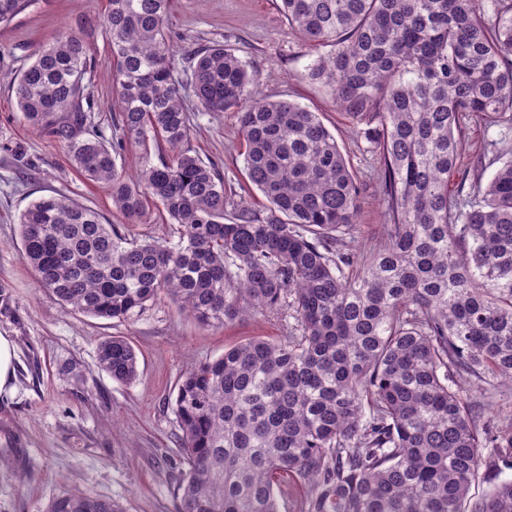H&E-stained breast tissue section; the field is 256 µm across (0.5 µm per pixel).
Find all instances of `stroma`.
<instances>
[{"label":"stroma","mask_w":512,"mask_h":512,"mask_svg":"<svg viewBox=\"0 0 512 512\" xmlns=\"http://www.w3.org/2000/svg\"><path fill=\"white\" fill-rule=\"evenodd\" d=\"M106 6L107 0H31L0 25V74L30 63L60 31L83 30L86 19ZM169 31L177 42L186 37L199 45L224 44L256 72L255 90L264 99L295 100L319 113L366 185L357 241L362 246L380 241L388 215L371 177L369 144L327 88L308 78L318 53L289 27L281 0H172ZM87 42L95 62V119L112 135L109 46L97 31L87 33ZM461 137L465 167L489 144L512 149V133L473 118L464 120ZM188 144L218 165L233 192L247 194L255 209L265 208L266 199L246 176L234 111L193 116ZM53 193L121 224L108 193L71 167L62 144L23 121L14 93L1 83L0 334L13 339L16 359L14 390L0 395V512H46L54 498L72 490L112 499L124 512H175L184 469L174 409L179 376L245 339H278L292 320L269 314L206 326L164 298L123 321L62 306L23 260L18 226L31 202ZM105 336L132 344L139 361L135 380L115 381L100 368L97 345Z\"/></svg>","instance_id":"stroma-1"}]
</instances>
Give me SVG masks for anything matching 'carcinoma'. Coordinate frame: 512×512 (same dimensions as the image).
I'll return each mask as SVG.
<instances>
[{"mask_svg":"<svg viewBox=\"0 0 512 512\" xmlns=\"http://www.w3.org/2000/svg\"><path fill=\"white\" fill-rule=\"evenodd\" d=\"M320 55L308 77L362 126L389 223L369 250L347 241L361 185L319 115L255 95L222 44L168 36L171 0H108L90 21L111 50L120 135L94 122L85 36L63 31L12 78L25 122L65 145L125 224L148 204L176 241L136 240L95 209L53 194L20 217L26 262L63 306L125 320L169 299L205 325L252 314L297 321L185 372L174 400L186 469L176 512H279L286 479L309 512H512V415L480 422L459 381L512 382V154L481 196L463 197L464 118L512 129V0H281ZM28 0H0V25ZM234 108L263 211L227 190L188 146L192 112ZM166 144L170 155H153ZM142 151L136 176L118 159ZM461 173L455 189L448 178ZM102 370L138 376L132 345L98 344ZM47 512H123L72 492Z\"/></svg>","mask_w":512,"mask_h":512,"instance_id":"carcinoma-1","label":"carcinoma"}]
</instances>
